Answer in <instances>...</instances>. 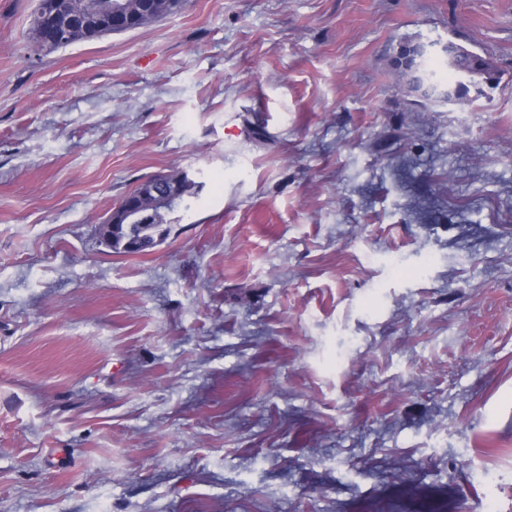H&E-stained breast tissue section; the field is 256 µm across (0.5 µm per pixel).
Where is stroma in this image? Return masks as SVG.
<instances>
[{
    "mask_svg": "<svg viewBox=\"0 0 512 512\" xmlns=\"http://www.w3.org/2000/svg\"><path fill=\"white\" fill-rule=\"evenodd\" d=\"M0 0V512H512V0ZM498 76L410 92L406 43ZM205 187L137 254L143 180ZM67 11L65 0L44 1L41 3L39 10L33 15L34 24L45 33V43L50 46H60L70 44L77 40L90 39L97 36L112 34L109 28L99 25L97 21H92V25L86 30H76L71 38V42L67 43L68 32L77 26L85 24L86 16L70 14L64 16ZM36 35V41L42 48H46V44L42 41L40 34L33 27ZM91 2H93L97 6V14L99 15L106 13L114 3L123 4L127 12L139 16V27L178 10L182 5V0H169L166 12L157 14H146L142 10V0H91ZM454 47H459V45L450 42L446 44L428 42L403 46L395 57L394 66L399 71L408 68L415 70L422 57H427L438 51L449 54ZM453 56L457 57L448 61V85L457 86L458 105H466L472 100L470 86H476L480 81L491 84L496 81V73L485 59L468 49L463 48L448 58ZM413 82L408 83L409 89L411 92L417 93V95L423 100H428L430 97H437L448 104L454 105L457 102L456 93L450 90L448 86H442L440 84H435L433 87H429L425 84H420V82L414 78Z\"/></svg>",
    "mask_w": 512,
    "mask_h": 512,
    "instance_id": "1",
    "label": "stroma"
}]
</instances>
